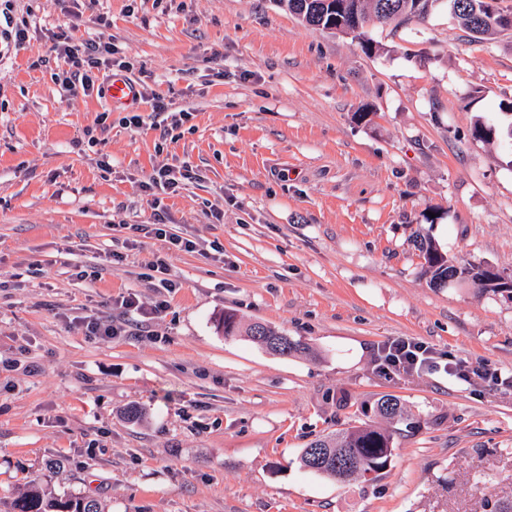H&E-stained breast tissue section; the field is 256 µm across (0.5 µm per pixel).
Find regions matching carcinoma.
<instances>
[{
  "mask_svg": "<svg viewBox=\"0 0 512 512\" xmlns=\"http://www.w3.org/2000/svg\"><path fill=\"white\" fill-rule=\"evenodd\" d=\"M288 10L314 29L329 26L333 12L323 7L321 0H285ZM437 0H351V18L364 26L369 21L387 24L394 21H424ZM454 15L462 25L476 34H485L497 28H507L502 14H492L481 8L483 0H455ZM417 250L423 258L421 274L431 286L443 287L451 282L469 281L484 291L500 292L496 277L469 261L459 262L442 252L434 241L423 237L417 241ZM251 340L268 351L282 356H293L306 350V346L286 334L278 333L256 322L247 332ZM373 413L391 424L408 421L401 401L394 395L380 397ZM394 431L383 429L371 420L334 433L316 437L309 442L300 456L303 468L324 474L341 483L361 478L376 479L388 468L393 456ZM13 512H105L98 500L84 496L58 499L46 496L36 484L12 503Z\"/></svg>",
  "mask_w": 512,
  "mask_h": 512,
  "instance_id": "cac0c4a2",
  "label": "carcinoma"
}]
</instances>
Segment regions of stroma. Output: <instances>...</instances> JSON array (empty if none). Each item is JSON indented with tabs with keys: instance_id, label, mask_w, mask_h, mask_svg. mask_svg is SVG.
I'll return each mask as SVG.
<instances>
[{
	"instance_id": "1",
	"label": "stroma",
	"mask_w": 512,
	"mask_h": 512,
	"mask_svg": "<svg viewBox=\"0 0 512 512\" xmlns=\"http://www.w3.org/2000/svg\"><path fill=\"white\" fill-rule=\"evenodd\" d=\"M12 16L31 28L0 61V512L33 483L109 512L512 506V300L430 287L414 246L512 274V30L476 36L445 0L368 25L369 54L275 0H14ZM59 26L111 43L190 119L130 128L149 103L61 98ZM162 165L195 177L155 201L141 183ZM159 218L195 251L140 232ZM159 259L175 290L151 278ZM131 293L132 335L87 332ZM228 311L311 351L225 338ZM399 338L495 379L384 373ZM386 394L417 426L382 475L301 468Z\"/></svg>"
}]
</instances>
